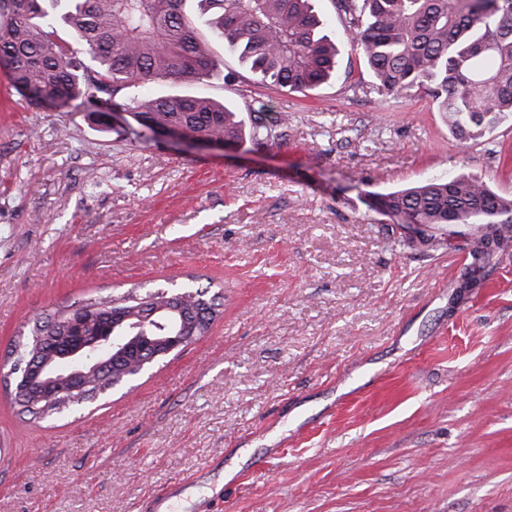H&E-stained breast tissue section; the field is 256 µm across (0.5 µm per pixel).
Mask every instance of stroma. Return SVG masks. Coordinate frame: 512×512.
Here are the masks:
<instances>
[{
	"instance_id": "stroma-1",
	"label": "stroma",
	"mask_w": 512,
	"mask_h": 512,
	"mask_svg": "<svg viewBox=\"0 0 512 512\" xmlns=\"http://www.w3.org/2000/svg\"><path fill=\"white\" fill-rule=\"evenodd\" d=\"M336 73L301 94L235 57L210 95L288 117L275 144L185 149L31 104L0 69V352L91 295L223 299L194 344L32 420L0 389V512H512V255L470 258L374 196L473 175L512 197V117L460 144L421 93H376L333 0ZM360 92L351 93L350 84Z\"/></svg>"
}]
</instances>
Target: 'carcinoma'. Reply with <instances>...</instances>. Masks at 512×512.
Returning a JSON list of instances; mask_svg holds the SVG:
<instances>
[{"instance_id": "obj_1", "label": "carcinoma", "mask_w": 512, "mask_h": 512, "mask_svg": "<svg viewBox=\"0 0 512 512\" xmlns=\"http://www.w3.org/2000/svg\"><path fill=\"white\" fill-rule=\"evenodd\" d=\"M342 35L359 47L377 93L402 98L421 91L431 98L461 143L483 138L512 116V0H334ZM9 17L0 30V67L22 95L57 106L90 103L102 115L120 110L155 133L178 130L193 138L238 144L248 137L272 143L288 116L259 103L245 127L234 110L201 88L224 65L211 38L224 41L261 84L312 91L335 73L337 46L322 31L312 0H0ZM85 46L89 62L74 55L60 32ZM197 84L188 93L135 96L127 89L155 79ZM377 204L408 224L441 231L450 224L485 228L468 244L473 262L460 277L458 299L482 287L480 265L512 253V199L474 176L432 179L377 195ZM125 311L180 305L187 321L200 309L221 317L222 303L205 288L158 289L115 295ZM112 297L90 298L55 312L93 309L87 332L110 324ZM37 317L14 346L24 358L44 359L54 343ZM122 371L90 381V396L50 398L24 378L12 379L27 397L22 412L35 418L63 415L126 381Z\"/></svg>"}]
</instances>
